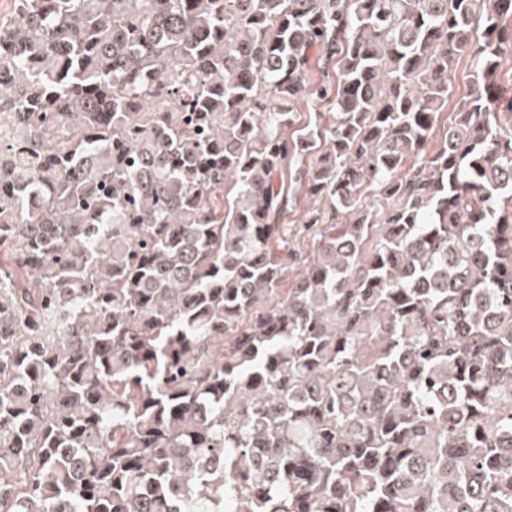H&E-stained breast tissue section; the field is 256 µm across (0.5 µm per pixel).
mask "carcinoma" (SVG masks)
Masks as SVG:
<instances>
[{"mask_svg":"<svg viewBox=\"0 0 512 512\" xmlns=\"http://www.w3.org/2000/svg\"><path fill=\"white\" fill-rule=\"evenodd\" d=\"M13 2L0 512H512V0ZM471 62L466 58L461 61L458 66L456 72L452 76V91L453 98L448 105V109L443 112L440 123L441 126L443 124H450L453 118V106L459 97L467 94L471 89ZM496 105L498 106L500 118L503 124L512 121V79L503 80L494 91Z\"/></svg>","mask_w":512,"mask_h":512,"instance_id":"cac0c4a2","label":"carcinoma"}]
</instances>
